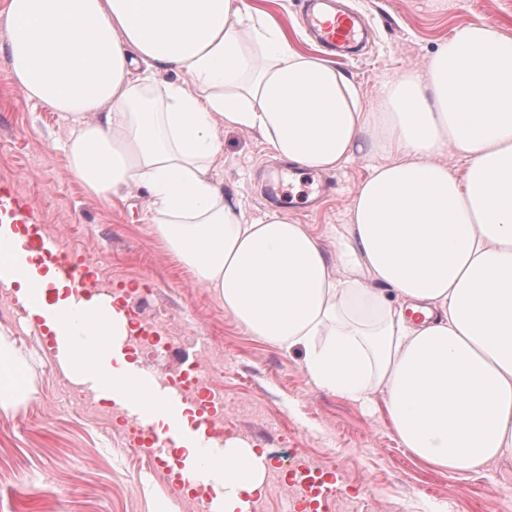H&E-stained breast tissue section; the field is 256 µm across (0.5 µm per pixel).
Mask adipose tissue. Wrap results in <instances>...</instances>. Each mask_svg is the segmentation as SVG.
<instances>
[{
  "label": "adipose tissue",
  "instance_id": "adipose-tissue-1",
  "mask_svg": "<svg viewBox=\"0 0 512 512\" xmlns=\"http://www.w3.org/2000/svg\"><path fill=\"white\" fill-rule=\"evenodd\" d=\"M4 14L0 50L26 100L72 122V176L104 199L144 188L156 236L250 335L302 349L320 389L381 391L403 447L436 468L512 454V37L460 29L374 109L244 0H7ZM222 126L261 134L301 169L374 158L332 249L287 213L246 219L212 174ZM448 148L464 175L440 162ZM3 243L0 283L61 336L62 374L134 392L124 310L74 309L73 284L43 271L12 225ZM32 391L0 330V413ZM261 461L212 449L224 512L261 491Z\"/></svg>",
  "mask_w": 512,
  "mask_h": 512
}]
</instances>
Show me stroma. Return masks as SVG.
<instances>
[{
	"label": "stroma",
	"instance_id": "obj_1",
	"mask_svg": "<svg viewBox=\"0 0 512 512\" xmlns=\"http://www.w3.org/2000/svg\"><path fill=\"white\" fill-rule=\"evenodd\" d=\"M270 13L305 51L314 46L300 25L304 0H244ZM370 28L358 59L340 69L377 105L386 83L424 70L439 44L478 21L497 23L512 36V0H355ZM70 124L28 103L0 53V178L16 180L37 205L45 236L92 263L99 276L123 286L156 288L154 314L178 316L192 329L168 370L189 372L192 353L223 357L219 386L225 421L249 435L258 452L289 446L322 459L335 512H512V456L465 475L435 468L398 441L382 393L361 403L319 389L303 368L301 352H283L249 335L225 311L212 289L154 234L145 190L105 200L71 175L63 146ZM216 177L236 187L245 216L268 210L264 192L278 180L288 200L283 211L322 232L346 223L348 205L370 172L371 158L355 157L333 170L335 192L317 211L303 201L322 174L278 160L256 133L224 131ZM34 392L14 413L0 414V512H148V502L173 499L170 479L151 474L145 461L112 445L115 407L103 417L70 404L60 371L42 342L22 334Z\"/></svg>",
	"mask_w": 512,
	"mask_h": 512
}]
</instances>
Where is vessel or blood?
<instances>
[{
  "label": "vessel or blood",
  "instance_id": "obj_1",
  "mask_svg": "<svg viewBox=\"0 0 512 512\" xmlns=\"http://www.w3.org/2000/svg\"><path fill=\"white\" fill-rule=\"evenodd\" d=\"M311 11L306 16L309 34L315 41L336 57H353L359 54L365 40L366 29L362 17L344 0H310ZM18 225L26 247L35 252L37 260L48 263L58 278L66 281L86 279L87 268L72 254L64 251L54 240L45 237L39 227L40 215L31 199L21 193L14 180L0 179V223ZM184 397L181 393L166 391L162 394L160 410L173 427L179 428L183 439L196 442L199 448L213 445V434L205 423L195 427H182L180 411ZM302 488H314L318 512H329L331 489L325 485L321 474L301 471Z\"/></svg>",
  "mask_w": 512,
  "mask_h": 512
}]
</instances>
